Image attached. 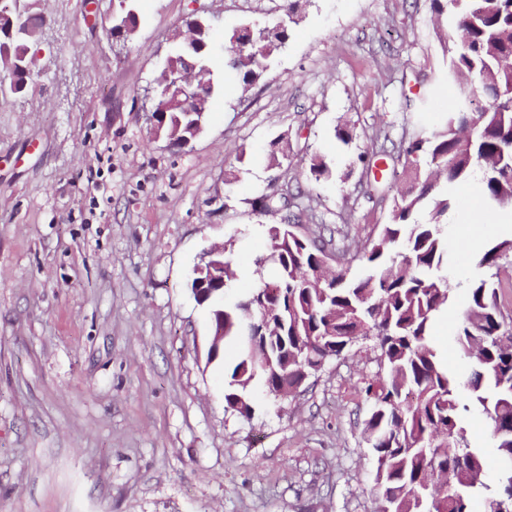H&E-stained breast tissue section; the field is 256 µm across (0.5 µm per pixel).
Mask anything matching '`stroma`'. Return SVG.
<instances>
[{"label":"stroma","mask_w":512,"mask_h":512,"mask_svg":"<svg viewBox=\"0 0 512 512\" xmlns=\"http://www.w3.org/2000/svg\"><path fill=\"white\" fill-rule=\"evenodd\" d=\"M286 4L136 0L122 47L107 34L112 0H38L39 76L0 105V512H377L363 435L374 339L288 399L255 388L247 419L224 402L210 314L189 281L226 244V303L254 287L280 218L251 203L275 190L311 206L298 233L343 224L355 248L377 236L392 202L364 197L361 161L379 151L377 129L397 141L435 127L461 92L430 0H299L285 51L252 88L227 80L184 147L153 139L142 110L191 14L213 20L219 44ZM414 97L425 111L407 108ZM315 154L332 171L319 183ZM480 194L461 186L448 211L458 282L488 241L512 235L486 224L468 244Z\"/></svg>","instance_id":"35a3bbf8"}]
</instances>
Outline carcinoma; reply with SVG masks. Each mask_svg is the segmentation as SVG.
I'll list each match as a JSON object with an SVG mask.
<instances>
[{
  "instance_id": "carcinoma-1",
  "label": "carcinoma",
  "mask_w": 512,
  "mask_h": 512,
  "mask_svg": "<svg viewBox=\"0 0 512 512\" xmlns=\"http://www.w3.org/2000/svg\"><path fill=\"white\" fill-rule=\"evenodd\" d=\"M37 0H15L14 22L0 20V83L14 84L22 93L38 76L33 64L37 39L44 25L35 12ZM437 20L453 18L456 38L448 48V80L480 75L485 87L470 85L448 108L443 125L419 129L391 151L393 164L402 165L390 221L381 225L371 246L355 254L362 273L341 269L317 278L319 258L336 249L349 252L319 232L298 234L287 224L268 229L269 253L255 261L258 284L234 306L224 304V291L207 302L211 313L224 311V339L239 343V356L226 374V407L249 419L254 413L251 393L263 387L286 398L332 359L343 356L351 342L369 329L376 341L384 376L368 384L373 411L364 439L376 457L375 483L381 496L396 501L397 512H473L480 501L512 497V344L498 342L503 315L500 306L499 261L512 253V239L495 242L478 266L490 273L467 283V304L457 315L448 269L447 229L450 198L436 178L448 184L477 180L487 207H502L500 197L512 195V99L500 91L512 86V0H431ZM118 23L138 26L135 0L119 11ZM186 25L194 36L172 46L170 58L190 56L208 71L201 89L211 99L217 82L214 68L222 55L223 74L235 76L243 87L259 82L274 53L285 48L290 27L245 24L224 37L221 47L212 39V21L193 14ZM159 122L163 134L174 132L168 146H183L195 117L178 106ZM255 210L279 208L303 223L295 196L275 191L253 202ZM276 266L268 281L263 268ZM266 301L277 307L273 320L257 329V347L239 342L240 323L248 311ZM450 312L453 336L463 361L462 373L448 368L430 344L443 312ZM479 410L490 428L498 459L494 482L485 480L484 450L467 442L464 413ZM437 433L453 437L452 447L433 448ZM457 475L443 508L423 486L428 478Z\"/></svg>"
}]
</instances>
